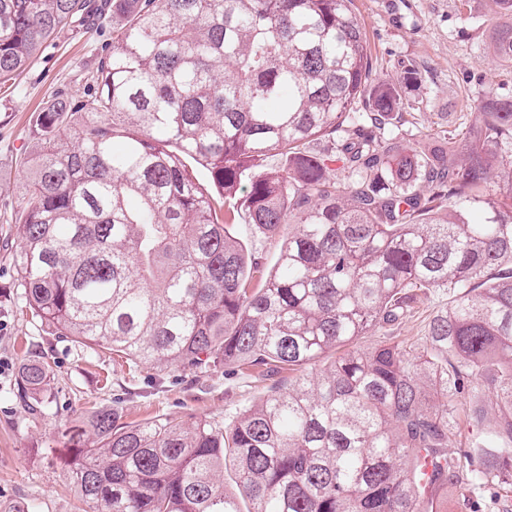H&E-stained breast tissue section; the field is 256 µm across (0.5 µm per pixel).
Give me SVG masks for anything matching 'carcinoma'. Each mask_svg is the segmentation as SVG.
Here are the masks:
<instances>
[{
    "label": "carcinoma",
    "mask_w": 512,
    "mask_h": 512,
    "mask_svg": "<svg viewBox=\"0 0 512 512\" xmlns=\"http://www.w3.org/2000/svg\"><path fill=\"white\" fill-rule=\"evenodd\" d=\"M353 2L0 0V83L62 29L117 23L94 93L31 124L12 217L31 319L135 365L297 372L225 425L96 408L62 432L84 512H434L452 485L512 488V98L396 142L399 86L373 77ZM491 2L512 62V0ZM243 213L268 237L296 226L268 273L228 230ZM433 288L450 302L422 350L348 347ZM54 385L31 356L16 396L40 416Z\"/></svg>",
    "instance_id": "carcinoma-1"
}]
</instances>
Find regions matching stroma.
<instances>
[{
  "mask_svg": "<svg viewBox=\"0 0 512 512\" xmlns=\"http://www.w3.org/2000/svg\"><path fill=\"white\" fill-rule=\"evenodd\" d=\"M354 9L365 25L374 75L396 81L404 68L419 71V85L401 91L406 142H434L469 126L488 88L512 97V64L494 57L489 47V0H354ZM111 47V20L97 28H65L27 70L0 85V501L28 503L36 512H82L60 433L94 408L118 403L124 422L132 425L193 416L227 424L263 398L274 380L293 377L285 369L270 378L259 369L133 368L108 351L86 352L42 333L22 314V290L4 243L19 236L11 215L23 193L21 162L32 146L28 131L47 102L87 94L88 71ZM447 304L446 291L428 292L394 327L358 337L356 344L422 348L429 321ZM30 345L48 355L56 377L57 404L38 419L10 397ZM448 512H512V493L488 490L466 498L452 487Z\"/></svg>",
  "mask_w": 512,
  "mask_h": 512,
  "instance_id": "35a3bbf8",
  "label": "stroma"
}]
</instances>
